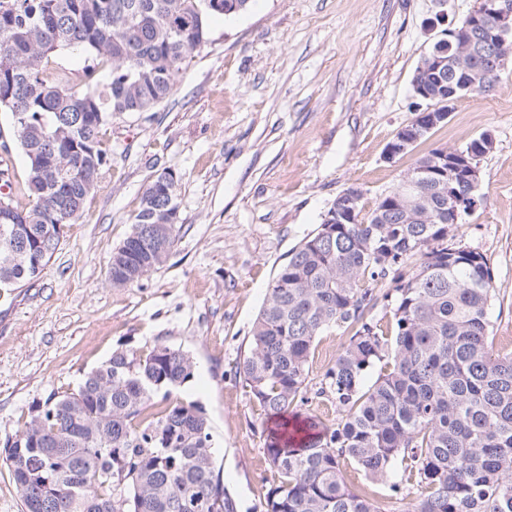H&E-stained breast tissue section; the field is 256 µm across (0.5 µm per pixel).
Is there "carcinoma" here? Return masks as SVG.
Masks as SVG:
<instances>
[{
    "mask_svg": "<svg viewBox=\"0 0 512 512\" xmlns=\"http://www.w3.org/2000/svg\"><path fill=\"white\" fill-rule=\"evenodd\" d=\"M251 0H0V111L30 169L20 209L0 192V306L40 276L97 185L102 127L114 115L149 112L169 98L209 19ZM85 55L86 89L51 77L52 55ZM457 77L497 83L486 56L453 43ZM107 62V76L99 65ZM414 95L444 108L448 84L415 73ZM439 149L420 157L425 181L400 180L372 210L358 201L332 234L337 196L322 223L275 272L251 328L239 374L276 419L264 452L277 473L263 512H382L354 492L355 465L407 512H512V352L490 341L497 287L485 256L457 242L452 203L439 185ZM177 178L156 175L131 233L112 255L115 288L139 281L172 253ZM169 232L154 236V225ZM384 289L379 290L377 286ZM390 319V333L381 321ZM349 335L314 397L336 404L334 423L303 413L318 336ZM378 368L376 380L365 374ZM179 348L120 350L76 392L50 397L7 441L6 460L24 512H224L235 498L215 475L210 428L200 407L154 397L194 377Z\"/></svg>",
    "mask_w": 512,
    "mask_h": 512,
    "instance_id": "obj_1",
    "label": "carcinoma"
}]
</instances>
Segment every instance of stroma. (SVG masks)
<instances>
[{"label": "stroma", "instance_id": "1", "mask_svg": "<svg viewBox=\"0 0 512 512\" xmlns=\"http://www.w3.org/2000/svg\"><path fill=\"white\" fill-rule=\"evenodd\" d=\"M476 0H251L209 21L173 94L150 112L103 127L105 162L81 215L65 225L40 277L0 307V512H23L3 444L33 404L77 390L117 350L163 343L190 353L194 376L172 401L207 417L215 473L238 512H261L275 472L268 419L237 366L277 268L350 187L365 209L418 158L492 131L480 160L483 199L459 225L499 289L494 347L512 352V60L492 92H466L447 122L389 163L385 149L414 117L423 57ZM0 150L15 205L29 203V167L0 112ZM178 179L169 260L124 288L112 254L142 194L162 171Z\"/></svg>", "mask_w": 512, "mask_h": 512}]
</instances>
